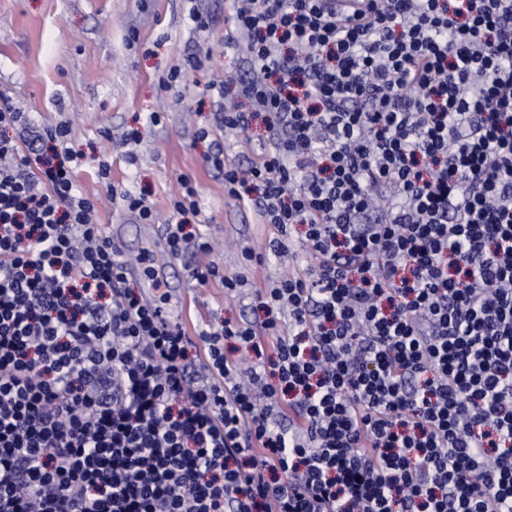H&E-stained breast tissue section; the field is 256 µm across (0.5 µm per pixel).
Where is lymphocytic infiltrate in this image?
Returning a JSON list of instances; mask_svg holds the SVG:
<instances>
[{
	"label": "lymphocytic infiltrate",
	"mask_w": 512,
	"mask_h": 512,
	"mask_svg": "<svg viewBox=\"0 0 512 512\" xmlns=\"http://www.w3.org/2000/svg\"><path fill=\"white\" fill-rule=\"evenodd\" d=\"M233 7L267 136L205 161L298 258L251 318L131 287L0 98V512H512V0Z\"/></svg>",
	"instance_id": "obj_1"
}]
</instances>
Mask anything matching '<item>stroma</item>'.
<instances>
[{
  "mask_svg": "<svg viewBox=\"0 0 512 512\" xmlns=\"http://www.w3.org/2000/svg\"><path fill=\"white\" fill-rule=\"evenodd\" d=\"M208 24L196 29L191 12ZM231 0H0V94L12 97L36 125L69 122L70 147L82 154L76 175L82 194L92 198L102 227L127 217L120 194L145 195L159 215L158 230L184 222L191 233L212 239L210 256L189 251L174 264L188 276L195 263L210 260L224 275L239 272L241 251L263 257L244 293L275 281L288 258L264 256L273 228L255 208L225 197L222 175L204 158L223 148L226 159L247 164L253 142L265 133L261 121L244 134L225 135L217 118L246 109L234 89L210 92L206 82L244 78L248 66L233 42ZM197 58L200 71L188 77L199 85L190 94L164 89L174 67ZM159 113L151 124V113ZM207 138H198L199 129ZM110 168L98 176L99 162ZM199 189L197 214L175 215L170 206L180 176ZM187 320L238 321L250 317L245 301L228 300L220 284H191Z\"/></svg>",
  "mask_w": 512,
  "mask_h": 512,
  "instance_id": "35a3bbf8",
  "label": "stroma"
}]
</instances>
